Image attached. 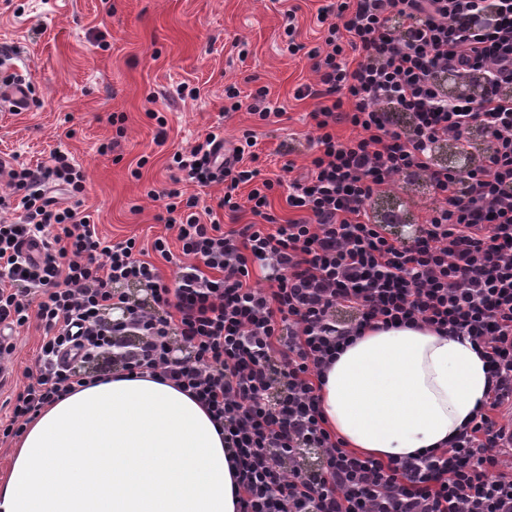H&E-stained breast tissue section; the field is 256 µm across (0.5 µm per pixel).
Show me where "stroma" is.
Instances as JSON below:
<instances>
[{
    "instance_id": "stroma-1",
    "label": "stroma",
    "mask_w": 512,
    "mask_h": 512,
    "mask_svg": "<svg viewBox=\"0 0 512 512\" xmlns=\"http://www.w3.org/2000/svg\"><path fill=\"white\" fill-rule=\"evenodd\" d=\"M292 6L300 41L315 45L319 0H0V46L10 50L0 83L20 75L32 88L26 111H0V159L34 164L62 149L85 172L84 203L101 236L175 241L148 192L171 187L172 154L215 123L232 142L255 131L268 177L286 161L299 169L309 161L315 102L294 92L316 76L287 50L283 14ZM182 83L198 88L197 98L169 100ZM231 83L245 95L268 86L285 110L281 121L262 125L244 110L223 117ZM157 112L168 120L161 146ZM115 113L122 128L111 122ZM110 142L114 151L101 153Z\"/></svg>"
}]
</instances>
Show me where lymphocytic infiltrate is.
<instances>
[{"mask_svg":"<svg viewBox=\"0 0 512 512\" xmlns=\"http://www.w3.org/2000/svg\"><path fill=\"white\" fill-rule=\"evenodd\" d=\"M284 33L316 75L296 99L316 100L304 173L285 163L264 177L254 131L215 171L224 128L210 127L172 156V188L150 190L177 230L145 260L136 238H101L83 201L85 176L54 150L49 163L0 161V365L17 329L37 325L35 372L17 392L0 437L21 436L41 410L93 380L77 370L102 354L126 376L172 382L197 400L224 436L237 512H512V448L499 412L512 405V0H325L322 45ZM481 77L477 98H448L437 78ZM226 112L281 117L267 86L224 90ZM407 117L397 126L394 113ZM349 125L340 139L336 127ZM480 136L486 150L464 172L434 147ZM420 179L435 204L418 236L389 237L369 201L397 179ZM220 182L216 206L187 186ZM286 187L298 218L281 221L270 196ZM254 220L225 229L220 212ZM41 242L32 259L25 241ZM146 286L151 308L124 286ZM114 309L122 320H108ZM354 312L338 321L339 310ZM467 338L484 360L488 392L448 444L418 456L358 453L328 428L322 377L369 327ZM183 346L187 357L173 355Z\"/></svg>","mask_w":512,"mask_h":512,"instance_id":"lymphocytic-infiltrate-1","label":"lymphocytic infiltrate"}]
</instances>
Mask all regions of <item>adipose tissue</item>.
<instances>
[{"mask_svg":"<svg viewBox=\"0 0 512 512\" xmlns=\"http://www.w3.org/2000/svg\"><path fill=\"white\" fill-rule=\"evenodd\" d=\"M487 385L469 341L366 331L325 373L321 408L347 447L409 456L448 441ZM0 512H236L220 435L172 384L118 374L45 407L28 426Z\"/></svg>","mask_w":512,"mask_h":512,"instance_id":"ef3b65f1","label":"adipose tissue"}]
</instances>
